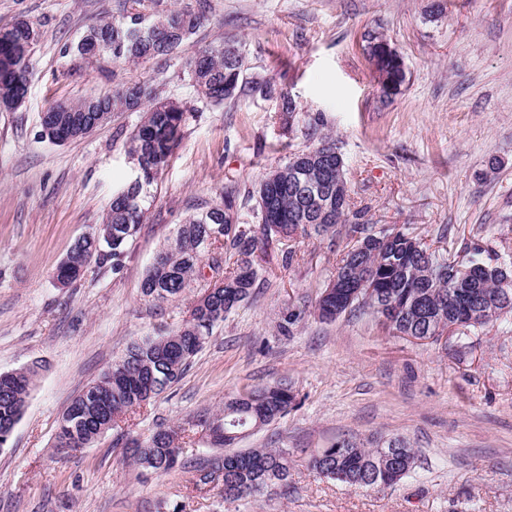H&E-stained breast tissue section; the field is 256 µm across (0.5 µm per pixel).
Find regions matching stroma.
Segmentation results:
<instances>
[{
    "label": "stroma",
    "mask_w": 512,
    "mask_h": 512,
    "mask_svg": "<svg viewBox=\"0 0 512 512\" xmlns=\"http://www.w3.org/2000/svg\"><path fill=\"white\" fill-rule=\"evenodd\" d=\"M171 8L205 21L170 56L128 64L70 51L100 18ZM18 19L39 42L24 102L0 111V372L41 370L0 447V512H512V313L435 343L384 331L367 309L319 320L316 298L357 238L347 223L331 241L259 250L249 300L177 383L91 446H52L86 384L133 341L185 318L190 297L160 303L140 290L184 218L226 193L250 213L261 179L323 135L345 159L361 223L408 228L460 262L477 247L512 262V0H0V26ZM371 34L404 59L395 97H383L368 61ZM220 42L239 47L244 68L240 92L214 105L198 98L186 63ZM135 82L186 105L181 140L121 268L93 261L60 285L72 244L135 175L125 142L142 115L113 113L64 144L40 138V117ZM278 383L293 407L239 446L285 450L288 488L225 500L221 480H200L223 450L199 420L242 389ZM161 423L180 431L181 461L148 474L124 442ZM397 436L417 464L395 484L350 487L310 465L335 443Z\"/></svg>",
    "instance_id": "obj_1"
}]
</instances>
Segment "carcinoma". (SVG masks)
<instances>
[{
    "label": "carcinoma",
    "instance_id": "cac0c4a2",
    "mask_svg": "<svg viewBox=\"0 0 512 512\" xmlns=\"http://www.w3.org/2000/svg\"><path fill=\"white\" fill-rule=\"evenodd\" d=\"M203 14L171 10L147 18L139 13L121 21L109 18L90 24L75 45L82 58L112 59L114 63H140L168 56L198 29ZM7 39L0 38V93L24 96L29 83V44L34 24L18 20L5 26ZM244 60L238 46L220 43L187 62L193 87L201 98L215 104L234 97L240 90ZM114 112L145 113L126 143L127 153L139 155L144 165L137 177L112 196L103 222L77 239L57 268V279L69 284L83 275L94 259L117 267L146 214L144 186L151 184L169 162L181 138L187 109L173 98H161L145 84H126L112 93L97 96ZM81 97L70 102L58 136L75 135L71 118L85 127L97 117L87 112ZM252 218L241 220L234 196L202 212L188 215L175 239L155 257L142 283L143 296L157 302L176 301L200 280L192 309L183 323L164 336H146L134 341L125 356L86 385L101 395L92 404L79 392L63 413L53 447L60 454L93 444L110 430L120 427L130 415L150 406L178 382L193 358L203 348L210 331L224 322L249 297L257 272L253 255L259 245L271 240L336 237L339 224L350 209L345 170L326 159L289 161L269 172L254 191ZM362 234L336 263L334 275L340 287L326 284L314 312L322 321L357 308H368L380 317L394 311L382 323L388 330L436 339L454 325L477 328L512 312V299L495 298L505 269L482 258L474 249L468 264L471 272L459 283L454 276L457 261L448 253L431 249L403 230L376 232L370 224L354 225ZM222 250H216L217 241ZM233 258L227 263V258ZM36 365L0 373V441L10 439L19 422L30 391L36 384ZM295 402L286 384L249 390L224 402V410L201 421L215 446L233 445L237 435L259 429L283 418ZM129 458L142 470L167 473L180 461L181 436L170 427L158 435L132 440L126 445ZM322 460L311 462L319 474L349 486L391 485L407 476L416 465V452L409 443L394 438L364 444L344 440L321 452ZM224 472V499L237 500L288 487L290 461L276 448H247L226 453L212 463Z\"/></svg>",
    "mask_w": 512,
    "mask_h": 512
}]
</instances>
